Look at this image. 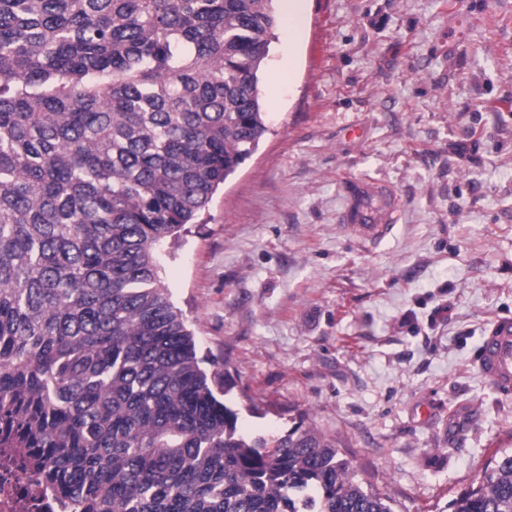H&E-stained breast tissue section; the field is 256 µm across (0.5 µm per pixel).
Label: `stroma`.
Segmentation results:
<instances>
[{
    "mask_svg": "<svg viewBox=\"0 0 512 512\" xmlns=\"http://www.w3.org/2000/svg\"><path fill=\"white\" fill-rule=\"evenodd\" d=\"M278 27L269 128L160 275L251 436L300 414L393 512H452L512 393L477 356L512 317V0H304ZM357 177L401 208L367 249L337 216ZM301 1L303 0H282L283 17L288 22V30L293 37H298L303 27L304 18Z\"/></svg>",
    "mask_w": 512,
    "mask_h": 512,
    "instance_id": "35a3bbf8",
    "label": "stroma"
}]
</instances>
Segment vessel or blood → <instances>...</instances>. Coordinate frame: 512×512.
<instances>
[{"mask_svg":"<svg viewBox=\"0 0 512 512\" xmlns=\"http://www.w3.org/2000/svg\"><path fill=\"white\" fill-rule=\"evenodd\" d=\"M399 211L400 199L389 184L355 180L349 186L348 200L338 222L344 231L373 247L392 234ZM478 362L495 388L512 392V317L493 324L482 343Z\"/></svg>","mask_w":512,"mask_h":512,"instance_id":"obj_1","label":"vessel or blood"}]
</instances>
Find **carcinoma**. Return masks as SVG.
I'll return each instance as SVG.
<instances>
[{
	"mask_svg": "<svg viewBox=\"0 0 512 512\" xmlns=\"http://www.w3.org/2000/svg\"><path fill=\"white\" fill-rule=\"evenodd\" d=\"M275 0H0V442L73 512H392L305 419L250 437L159 275L267 132ZM453 512H512L500 451Z\"/></svg>",
	"mask_w": 512,
	"mask_h": 512,
	"instance_id": "obj_1",
	"label": "carcinoma"
}]
</instances>
